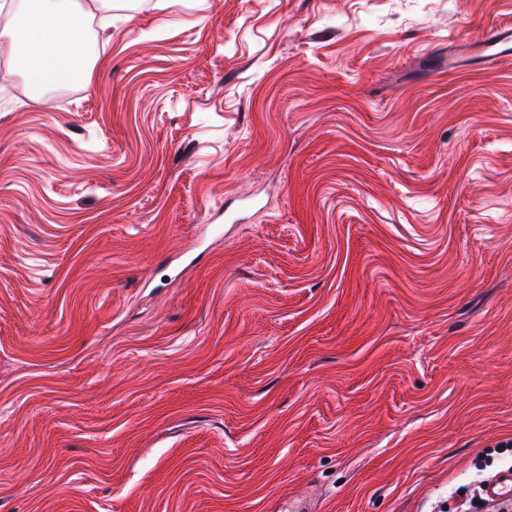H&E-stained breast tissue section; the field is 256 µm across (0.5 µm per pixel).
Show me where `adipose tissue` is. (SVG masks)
<instances>
[{"label": "adipose tissue", "mask_w": 512, "mask_h": 512, "mask_svg": "<svg viewBox=\"0 0 512 512\" xmlns=\"http://www.w3.org/2000/svg\"><path fill=\"white\" fill-rule=\"evenodd\" d=\"M13 10L24 21L0 30V53L30 86L46 89L89 65L81 14L69 0H16Z\"/></svg>", "instance_id": "1"}]
</instances>
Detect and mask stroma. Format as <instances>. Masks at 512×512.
Returning <instances> with one entry per match:
<instances>
[{
  "mask_svg": "<svg viewBox=\"0 0 512 512\" xmlns=\"http://www.w3.org/2000/svg\"><path fill=\"white\" fill-rule=\"evenodd\" d=\"M512 0H115L0 80V512H451L512 465ZM448 71L456 72L464 61L484 59L487 62H512V24H493L486 28L481 38L473 43L457 44L449 40Z\"/></svg>",
  "mask_w": 512,
  "mask_h": 512,
  "instance_id": "35a3bbf8",
  "label": "stroma"
}]
</instances>
